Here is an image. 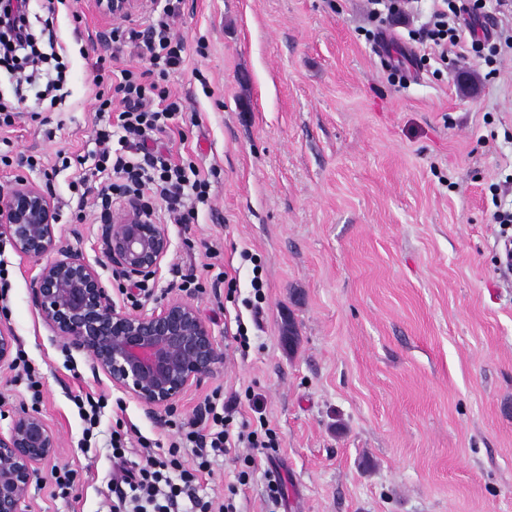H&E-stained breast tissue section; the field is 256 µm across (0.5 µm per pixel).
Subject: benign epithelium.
Instances as JSON below:
<instances>
[{
  "instance_id": "obj_1",
  "label": "benign epithelium",
  "mask_w": 512,
  "mask_h": 512,
  "mask_svg": "<svg viewBox=\"0 0 512 512\" xmlns=\"http://www.w3.org/2000/svg\"><path fill=\"white\" fill-rule=\"evenodd\" d=\"M142 2L99 0L119 18ZM56 223L49 194L26 180L0 201V234L19 256L38 261L59 254L33 278L32 296L65 351L86 356L94 375H104L154 414L173 409L214 376L223 348L191 300L172 297L149 311L116 305L96 266L61 245ZM100 231L110 263L133 277L160 272L170 241L137 205L126 206ZM14 344L13 334L0 329V367L12 363ZM58 452V435L39 413L23 409L13 415L7 430H0V512H29L32 483Z\"/></svg>"
}]
</instances>
